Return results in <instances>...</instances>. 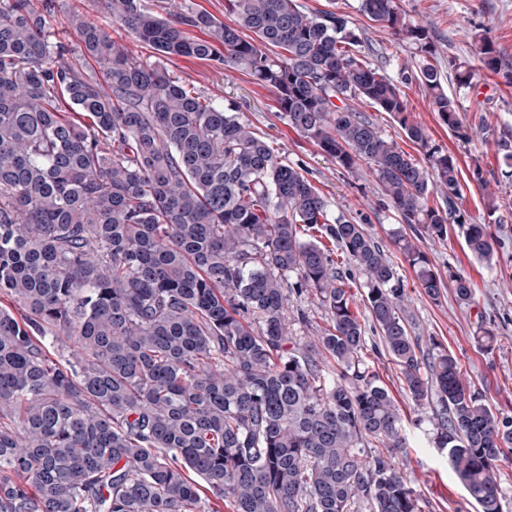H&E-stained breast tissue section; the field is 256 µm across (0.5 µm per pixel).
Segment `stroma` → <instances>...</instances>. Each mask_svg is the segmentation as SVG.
<instances>
[{"mask_svg":"<svg viewBox=\"0 0 512 512\" xmlns=\"http://www.w3.org/2000/svg\"><path fill=\"white\" fill-rule=\"evenodd\" d=\"M303 10L343 12L364 29L363 50L369 62L399 84L406 95L410 118L423 125L430 145L453 154L461 169L462 191L456 206L465 221L489 225L497 237L491 262L476 259L468 250L460 225L448 227L441 239L418 237L414 228L401 225L385 207L367 167L348 172L292 128L279 112L273 93L240 69L214 61L163 57L132 44L144 61L155 63L188 88L231 108L239 121L262 134L280 156L303 170L328 203L330 218L345 217L364 225L392 260L405 291L411 336L425 356L452 353L467 375L472 390L489 406L512 416V168L497 148L501 139L512 141V0H399L408 22L426 26L438 49L437 65L444 91L454 98L464 124H483L482 138L467 141L443 124L418 81L408 79L421 54L406 39L376 26L359 10L360 0H297ZM488 33L500 55L501 71H479L472 87H459L460 62L476 63L473 33ZM480 167L481 180L471 177ZM424 251L445 284L438 298L419 288L415 274L392 240L395 229ZM461 274L473 284L474 302L465 305L455 296L451 278ZM492 330L496 341L485 348L480 329ZM364 360L389 389L402 410V433L407 446L396 462L416 489L419 512H477V506L448 462V452L431 439L432 409L408 396L398 366L386 352L374 329L365 333Z\"/></svg>","mask_w":512,"mask_h":512,"instance_id":"stroma-1","label":"stroma"}]
</instances>
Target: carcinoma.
I'll return each instance as SVG.
<instances>
[{"label":"carcinoma","instance_id":"1","mask_svg":"<svg viewBox=\"0 0 512 512\" xmlns=\"http://www.w3.org/2000/svg\"><path fill=\"white\" fill-rule=\"evenodd\" d=\"M92 5L163 57L247 71L338 166L368 165L419 236L464 223L457 158L429 145L345 16L296 0H224L230 24L205 11L165 18L141 0ZM55 11L56 0H0V297L18 305L0 306V512H418L396 462L400 408L369 372L355 297L310 230L365 278V308L411 400L433 406L434 442L479 512H500L512 417L471 390L454 355L423 362L396 271L364 225L330 222L301 169L250 126L78 10L68 25L90 71L63 61ZM360 11L417 46L434 111L460 138L477 135L440 83L427 27L396 0ZM473 41L497 72L492 40ZM465 242L492 260L489 225H467ZM396 243L438 297L426 254L400 231ZM454 290L473 302L467 277ZM294 294L327 309L324 333L292 334L307 322L302 309L290 316ZM359 109L366 112V114L377 124L382 133L388 138L394 140L402 150L408 152L420 163L428 165L426 160V151L420 146L409 141L391 116L386 112H378L375 108L370 107L366 103L360 104Z\"/></svg>","mask_w":512,"mask_h":512}]
</instances>
